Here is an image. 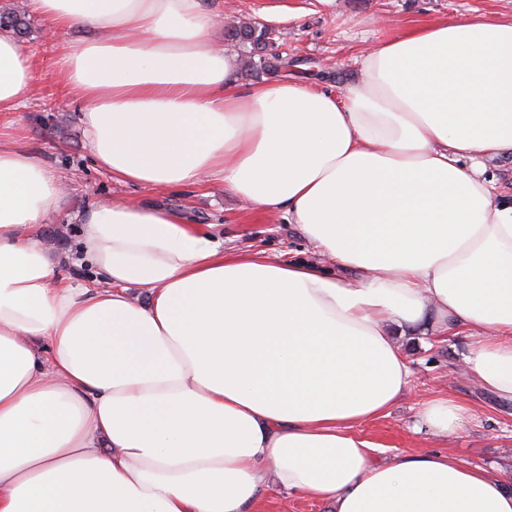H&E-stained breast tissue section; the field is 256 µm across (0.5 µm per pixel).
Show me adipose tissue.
Instances as JSON below:
<instances>
[{"instance_id": "ef3b65f1", "label": "adipose tissue", "mask_w": 512, "mask_h": 512, "mask_svg": "<svg viewBox=\"0 0 512 512\" xmlns=\"http://www.w3.org/2000/svg\"><path fill=\"white\" fill-rule=\"evenodd\" d=\"M28 5L49 32H96L64 44L55 81L99 168L221 181L336 271L227 253L182 212L112 199L80 217L96 281L66 282L40 237L60 179L0 130V512H260L273 488L331 512H512L487 469L383 460L358 431L412 386L407 328L469 336L470 376L512 404V204L484 170L512 155V17L380 41L332 92L241 88L201 0ZM35 80L1 31L0 112ZM417 419L452 435L471 413L444 396Z\"/></svg>"}]
</instances>
